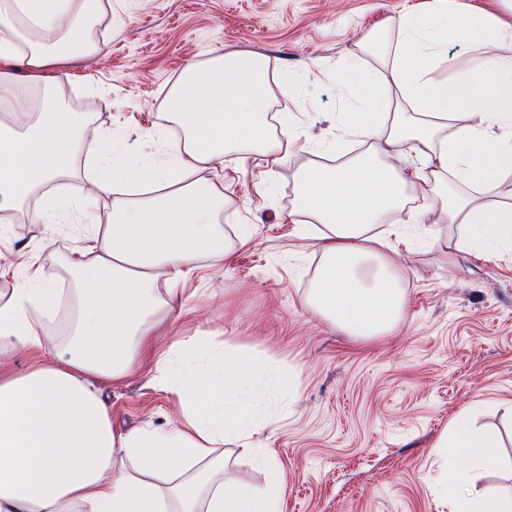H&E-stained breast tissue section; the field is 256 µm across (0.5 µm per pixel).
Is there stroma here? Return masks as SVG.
<instances>
[{"label":"stroma","instance_id":"1","mask_svg":"<svg viewBox=\"0 0 512 512\" xmlns=\"http://www.w3.org/2000/svg\"><path fill=\"white\" fill-rule=\"evenodd\" d=\"M425 2L107 0L99 52L44 70L64 76L68 108L97 112L104 137L136 168L156 154L150 131L165 128L170 145L182 142L159 104L188 64L205 65L220 48L268 57L273 107L289 114L288 127L270 131L288 140V160L255 155L243 164L228 153L206 171L224 196L219 220L234 255L204 259L180 282L191 311L163 342L208 332L295 372L294 401L259 435L284 482L282 512H448L440 486L453 452L438 442L468 410L501 443L503 464L482 486H512V250L449 259L445 245L411 227L426 202L416 193L392 218L409 227L391 253L407 294L393 332L357 341L305 303L320 255L295 229L292 175L359 152L362 139L341 138L339 121L385 71L359 42ZM348 62L372 79L362 92L336 79ZM90 222L77 213L59 228L13 224L5 253L14 268L38 265L70 289L61 260ZM239 225L248 243L236 239ZM150 377L143 369L104 386L117 429H163L176 419L173 395Z\"/></svg>","mask_w":512,"mask_h":512}]
</instances>
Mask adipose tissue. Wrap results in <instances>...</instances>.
Segmentation results:
<instances>
[{"instance_id":"obj_1","label":"adipose tissue","mask_w":512,"mask_h":512,"mask_svg":"<svg viewBox=\"0 0 512 512\" xmlns=\"http://www.w3.org/2000/svg\"><path fill=\"white\" fill-rule=\"evenodd\" d=\"M103 0H0V242L26 219L53 224L73 208L55 190L75 159L98 145L82 208L104 204L83 243L62 265L76 306L66 339L46 354L42 323L62 293L42 268L17 275L0 294V512H281L284 487L270 471L259 488L232 484L219 444H251L267 425L261 405L287 401L294 374L232 343L191 336L160 351L159 338L185 311L177 290L224 238V205L204 173L226 151L240 161L262 154L279 163L269 132L268 58L216 51L208 66H187L161 106L184 130L167 159L130 169L98 142L97 115L62 105L64 81L40 77L53 61L97 53ZM392 40L376 43L386 73L346 124L367 152L293 176L300 231L321 256L305 302L348 336L393 331L406 306L403 276L386 251L384 226L403 211L413 180L428 187L415 216L432 243L492 254L512 244V202L498 188L512 177V26L476 13L466 0L442 12L391 16ZM492 46L469 71L440 78L449 39ZM34 73L15 91L18 66ZM424 157L408 173L387 163L388 149ZM28 351L24 373L12 356ZM176 397L180 417L167 428L117 430L101 390L141 367ZM455 461L442 492L450 512H512V491L475 489L501 464L497 440L458 415L441 441Z\"/></svg>"}]
</instances>
